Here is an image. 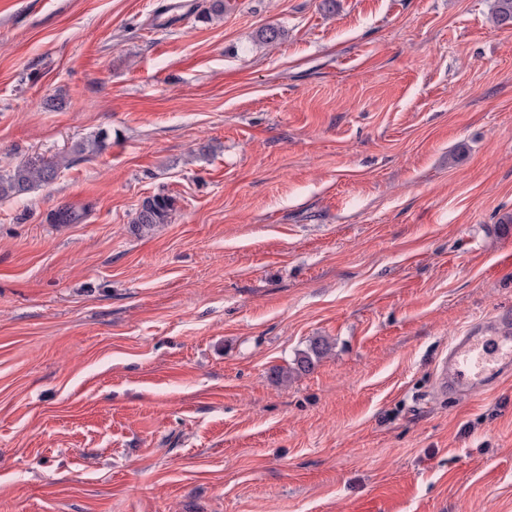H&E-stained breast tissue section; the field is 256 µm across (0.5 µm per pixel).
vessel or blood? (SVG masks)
Here are the masks:
<instances>
[{"mask_svg":"<svg viewBox=\"0 0 512 512\" xmlns=\"http://www.w3.org/2000/svg\"><path fill=\"white\" fill-rule=\"evenodd\" d=\"M441 394L475 393L512 374V317L501 316L490 335L471 332L453 337L437 365Z\"/></svg>","mask_w":512,"mask_h":512,"instance_id":"vessel-or-blood-1","label":"vessel or blood"}]
</instances>
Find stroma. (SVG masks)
Here are the masks:
<instances>
[{
	"label": "stroma",
	"instance_id": "stroma-1",
	"mask_svg": "<svg viewBox=\"0 0 512 512\" xmlns=\"http://www.w3.org/2000/svg\"><path fill=\"white\" fill-rule=\"evenodd\" d=\"M209 3L0 0V170L109 134L0 200V512H512V379L437 392L512 315L496 0ZM174 209V200L165 195H153L143 200L133 224L138 230H150L157 224L168 223Z\"/></svg>",
	"mask_w": 512,
	"mask_h": 512
}]
</instances>
